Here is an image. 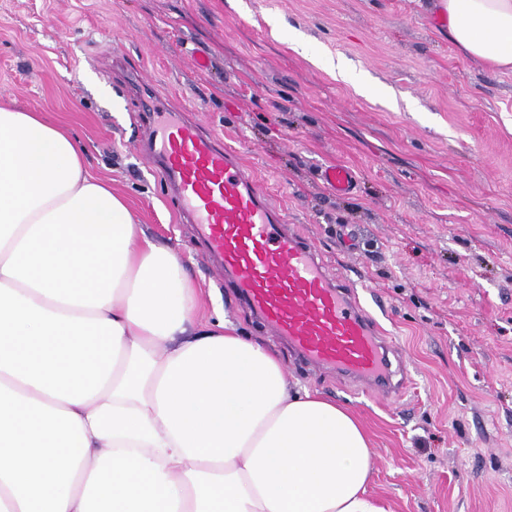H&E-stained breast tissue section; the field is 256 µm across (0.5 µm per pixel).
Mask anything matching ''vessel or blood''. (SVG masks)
<instances>
[{"label":"vessel or blood","instance_id":"vessel-or-blood-1","mask_svg":"<svg viewBox=\"0 0 512 512\" xmlns=\"http://www.w3.org/2000/svg\"><path fill=\"white\" fill-rule=\"evenodd\" d=\"M126 87L142 111L159 113L153 84L132 75ZM141 147L195 225L225 288L303 367L349 377L380 397L405 394L408 378L358 289L335 279L305 238L283 229L282 215L231 147L183 117L146 132ZM322 178L339 196L356 187L342 165L324 169Z\"/></svg>","mask_w":512,"mask_h":512}]
</instances>
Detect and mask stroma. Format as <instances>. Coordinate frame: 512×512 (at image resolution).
<instances>
[{"mask_svg":"<svg viewBox=\"0 0 512 512\" xmlns=\"http://www.w3.org/2000/svg\"><path fill=\"white\" fill-rule=\"evenodd\" d=\"M117 56L240 153L333 275L381 301L402 402L298 368L217 283L139 151L147 117ZM336 58L350 81L325 67ZM1 100L71 131L89 171L175 247L207 314L358 414L388 512H512V72L462 58L435 0H0ZM336 164L357 178L345 197L319 175Z\"/></svg>","mask_w":512,"mask_h":512,"instance_id":"1","label":"stroma"}]
</instances>
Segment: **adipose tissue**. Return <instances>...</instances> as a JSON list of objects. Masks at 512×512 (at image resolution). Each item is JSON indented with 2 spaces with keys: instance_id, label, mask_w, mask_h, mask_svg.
I'll use <instances>...</instances> for the list:
<instances>
[{
  "instance_id": "1",
  "label": "adipose tissue",
  "mask_w": 512,
  "mask_h": 512,
  "mask_svg": "<svg viewBox=\"0 0 512 512\" xmlns=\"http://www.w3.org/2000/svg\"><path fill=\"white\" fill-rule=\"evenodd\" d=\"M438 7L512 70V0ZM199 304L68 129L0 106V512H386L357 415Z\"/></svg>"
}]
</instances>
